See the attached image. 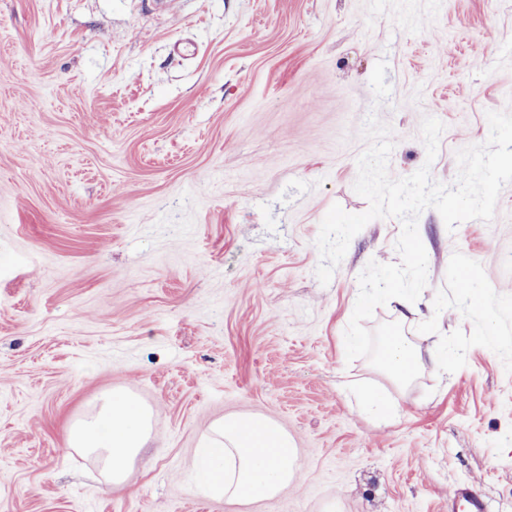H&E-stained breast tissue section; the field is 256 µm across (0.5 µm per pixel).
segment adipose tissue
Listing matches in <instances>:
<instances>
[{
  "instance_id": "ef3b65f1",
  "label": "adipose tissue",
  "mask_w": 512,
  "mask_h": 512,
  "mask_svg": "<svg viewBox=\"0 0 512 512\" xmlns=\"http://www.w3.org/2000/svg\"><path fill=\"white\" fill-rule=\"evenodd\" d=\"M148 407L127 394L106 397L93 417L73 423L68 445L93 455L111 482H126L135 459L152 437ZM206 480L223 484L229 500L279 494L301 473L292 438L272 420L230 417L214 423Z\"/></svg>"
}]
</instances>
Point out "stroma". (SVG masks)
Segmentation results:
<instances>
[{
  "mask_svg": "<svg viewBox=\"0 0 512 512\" xmlns=\"http://www.w3.org/2000/svg\"><path fill=\"white\" fill-rule=\"evenodd\" d=\"M490 111H512V0H0V512H448L457 485L512 512V184L488 223L420 214L409 386L344 341L400 221L315 274L329 209L369 207V117L392 177L451 187ZM115 391L153 422L122 485L67 446ZM231 415L288 432L300 480L236 502L202 482Z\"/></svg>",
  "mask_w": 512,
  "mask_h": 512,
  "instance_id": "obj_1",
  "label": "stroma"
}]
</instances>
